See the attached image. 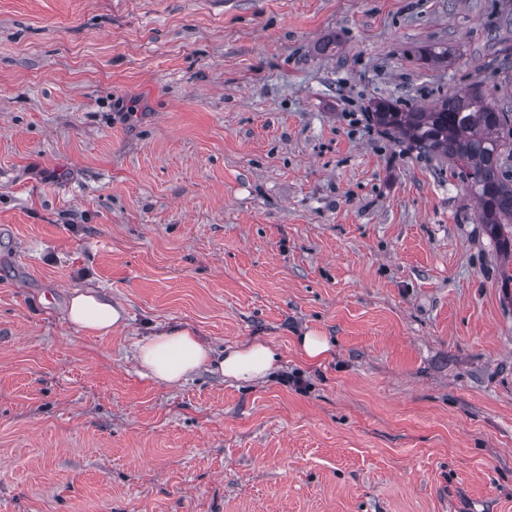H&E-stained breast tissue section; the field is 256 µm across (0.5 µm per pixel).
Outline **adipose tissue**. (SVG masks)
I'll return each instance as SVG.
<instances>
[{
	"label": "adipose tissue",
	"instance_id": "adipose-tissue-1",
	"mask_svg": "<svg viewBox=\"0 0 512 512\" xmlns=\"http://www.w3.org/2000/svg\"><path fill=\"white\" fill-rule=\"evenodd\" d=\"M125 318L122 306L92 289L74 290L68 304V321L91 335H109ZM137 358L144 376L167 385L179 384L200 371L257 382L280 367L279 353L266 341L246 340L218 351L187 327H172L140 342Z\"/></svg>",
	"mask_w": 512,
	"mask_h": 512
}]
</instances>
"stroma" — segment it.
I'll return each mask as SVG.
<instances>
[{
  "label": "stroma",
  "mask_w": 512,
  "mask_h": 512,
  "mask_svg": "<svg viewBox=\"0 0 512 512\" xmlns=\"http://www.w3.org/2000/svg\"><path fill=\"white\" fill-rule=\"evenodd\" d=\"M507 48L512 0H0V512H512L503 256L364 117L512 111ZM175 325L281 368L160 385ZM122 306L96 290L76 289L70 298L67 319L87 334L106 336L125 323ZM297 346L299 352L310 361L325 358L331 350V345L325 336H317L311 332L300 336Z\"/></svg>",
  "instance_id": "obj_1"
}]
</instances>
